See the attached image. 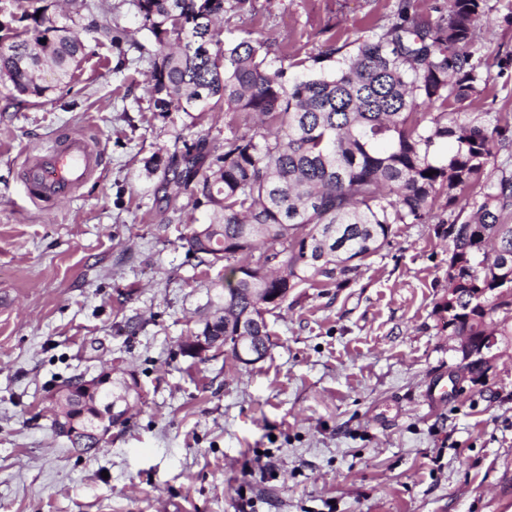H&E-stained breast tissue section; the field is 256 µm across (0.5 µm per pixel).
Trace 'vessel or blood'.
Returning a JSON list of instances; mask_svg holds the SVG:
<instances>
[{"instance_id": "1", "label": "vessel or blood", "mask_w": 512, "mask_h": 512, "mask_svg": "<svg viewBox=\"0 0 512 512\" xmlns=\"http://www.w3.org/2000/svg\"><path fill=\"white\" fill-rule=\"evenodd\" d=\"M105 166V155L97 144L65 133L24 163L22 180L29 200L47 206L71 197Z\"/></svg>"}]
</instances>
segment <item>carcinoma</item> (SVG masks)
<instances>
[{
  "mask_svg": "<svg viewBox=\"0 0 512 512\" xmlns=\"http://www.w3.org/2000/svg\"><path fill=\"white\" fill-rule=\"evenodd\" d=\"M39 2L14 0L27 25L11 42L0 39V81L21 103L68 85L85 52ZM132 3L156 45L154 111L194 120L224 106L223 150L185 140L167 164L210 211L212 230L190 233L186 247L203 263L224 261L215 333L270 343L265 315L288 294L341 287L395 225L429 223L443 196L448 287L460 291L448 335L480 341L487 321L470 298L487 288L504 314L498 335L512 342V161L489 169L512 150V123L461 109L490 78L491 64L474 50L485 0H450L434 20L403 5L335 68L292 81L268 61L267 42L219 39L224 0ZM244 112L261 125L235 129ZM445 141L453 144L446 154L438 150Z\"/></svg>",
  "mask_w": 512,
  "mask_h": 512,
  "instance_id": "cac0c4a2",
  "label": "carcinoma"
}]
</instances>
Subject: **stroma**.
I'll return each instance as SVG.
<instances>
[{
	"mask_svg": "<svg viewBox=\"0 0 512 512\" xmlns=\"http://www.w3.org/2000/svg\"><path fill=\"white\" fill-rule=\"evenodd\" d=\"M438 16L448 0H224L222 41L268 38L281 65L386 25L399 5ZM87 40L69 87L15 106L0 83V512H512V343L485 382L450 375L447 216L395 226L340 288H298L268 315L272 347L194 362L181 344L214 311L223 264L188 254L206 221L165 177L182 141L224 144V110L199 123L155 112L154 39L131 0H53ZM479 56H512V0H486ZM472 112L512 118V66L492 68ZM93 139L106 171L49 208L21 168L59 133ZM133 372L141 400L104 451L52 427L69 378ZM444 396L429 398L434 388ZM252 474H245V466Z\"/></svg>",
	"mask_w": 512,
	"mask_h": 512,
	"instance_id": "obj_1",
	"label": "stroma"
}]
</instances>
